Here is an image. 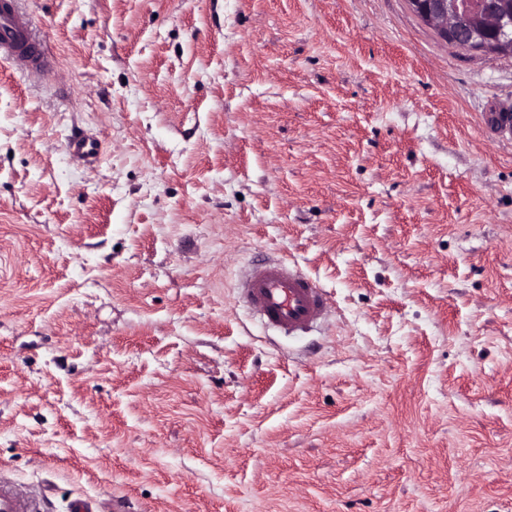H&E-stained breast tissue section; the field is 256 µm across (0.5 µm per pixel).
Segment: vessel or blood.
Instances as JSON below:
<instances>
[{
  "label": "vessel or blood",
  "mask_w": 512,
  "mask_h": 512,
  "mask_svg": "<svg viewBox=\"0 0 512 512\" xmlns=\"http://www.w3.org/2000/svg\"><path fill=\"white\" fill-rule=\"evenodd\" d=\"M0 62L35 81L50 65L45 41L37 38L30 15L16 0H0ZM238 291L266 324L291 336L308 333L328 315L323 289L277 260L246 269ZM0 512H39V505L13 483L0 480Z\"/></svg>",
  "instance_id": "1"
}]
</instances>
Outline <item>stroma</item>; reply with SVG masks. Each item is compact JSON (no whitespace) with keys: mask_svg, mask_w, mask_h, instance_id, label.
Returning <instances> with one entry per match:
<instances>
[{"mask_svg":"<svg viewBox=\"0 0 512 512\" xmlns=\"http://www.w3.org/2000/svg\"><path fill=\"white\" fill-rule=\"evenodd\" d=\"M27 7L53 68L0 65V474L42 512H512V57L405 0ZM269 258L325 324L243 305ZM238 291L266 324L289 336L308 333L328 315L323 289L277 260L268 259L246 269Z\"/></svg>","mask_w":512,"mask_h":512,"instance_id":"obj_1","label":"stroma"}]
</instances>
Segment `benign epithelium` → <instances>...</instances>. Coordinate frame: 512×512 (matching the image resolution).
Wrapping results in <instances>:
<instances>
[{
	"label": "benign epithelium",
	"instance_id": "1",
	"mask_svg": "<svg viewBox=\"0 0 512 512\" xmlns=\"http://www.w3.org/2000/svg\"><path fill=\"white\" fill-rule=\"evenodd\" d=\"M443 42L487 58L512 56V15L491 0H405Z\"/></svg>",
	"mask_w": 512,
	"mask_h": 512
}]
</instances>
